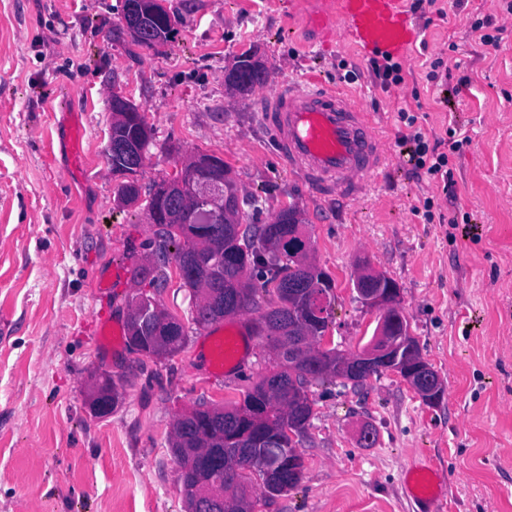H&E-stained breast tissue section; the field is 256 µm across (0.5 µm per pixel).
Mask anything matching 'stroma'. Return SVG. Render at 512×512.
<instances>
[{
	"label": "stroma",
	"instance_id": "stroma-1",
	"mask_svg": "<svg viewBox=\"0 0 512 512\" xmlns=\"http://www.w3.org/2000/svg\"><path fill=\"white\" fill-rule=\"evenodd\" d=\"M177 34L149 50L115 39L121 0H0V512H185L168 439L183 410L233 404L274 365L265 335L231 378L198 350L193 295L175 266L157 302L186 323L169 358L133 351L129 302L152 292L153 227L117 202L105 157L113 89L156 131L137 178L169 177L196 152L224 158L252 224L300 210L312 259L336 283L332 344L363 347L377 312L356 298L359 262L393 278L423 357L446 386L425 404L390 373L355 388L311 386L305 461L287 495L253 496L259 512H416L402 473L429 461L447 480L439 512H512V13L504 0H437L411 11L420 37L400 84L383 86L372 55L326 41L309 24L322 0H169ZM484 19L498 46L470 32ZM253 49L267 89L311 80L352 92L377 125L387 162L357 201L324 200L293 171L253 96L225 77ZM444 60L447 79L426 74ZM457 94L450 103L448 89ZM412 110L429 139L461 125L471 142L450 154L455 196L410 173L398 146ZM82 116L83 162L64 129ZM469 218L476 234L456 220ZM110 373L120 399L90 418L92 377Z\"/></svg>",
	"mask_w": 512,
	"mask_h": 512
}]
</instances>
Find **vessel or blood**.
<instances>
[{
  "label": "vessel or blood",
  "instance_id": "1",
  "mask_svg": "<svg viewBox=\"0 0 512 512\" xmlns=\"http://www.w3.org/2000/svg\"><path fill=\"white\" fill-rule=\"evenodd\" d=\"M323 24H342L360 50L399 58L409 53L415 31L406 0H329ZM263 122L273 131L289 165L323 198L355 199L384 164L378 140L365 112L345 95L319 82L284 84L268 97ZM248 319L207 332V362L215 374L245 364L251 337ZM444 481L428 466L407 471L404 485L418 512H437Z\"/></svg>",
  "mask_w": 512,
  "mask_h": 512
}]
</instances>
